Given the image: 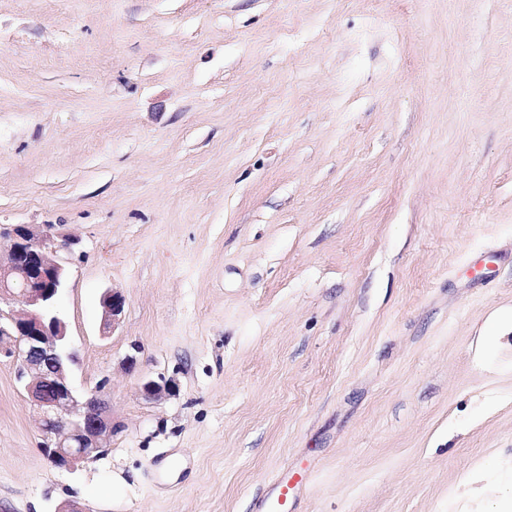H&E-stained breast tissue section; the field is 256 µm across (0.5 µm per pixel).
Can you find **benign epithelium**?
I'll return each instance as SVG.
<instances>
[{
	"mask_svg": "<svg viewBox=\"0 0 512 512\" xmlns=\"http://www.w3.org/2000/svg\"><path fill=\"white\" fill-rule=\"evenodd\" d=\"M11 245L0 254V357L16 361L18 377L39 412L43 449L50 462L76 470L102 456L112 438V416L99 391L80 394L71 381L73 349L57 301L67 278L66 240L50 226L1 224L0 239ZM104 326L119 320L124 298L117 290L102 297ZM55 394H46L47 386ZM144 393L172 394L176 385L148 381Z\"/></svg>",
	"mask_w": 512,
	"mask_h": 512,
	"instance_id": "7a95c632",
	"label": "benign epithelium"
}]
</instances>
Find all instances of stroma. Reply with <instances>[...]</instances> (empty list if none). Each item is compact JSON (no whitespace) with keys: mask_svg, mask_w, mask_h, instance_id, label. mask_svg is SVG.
I'll list each match as a JSON object with an SVG mask.
<instances>
[{"mask_svg":"<svg viewBox=\"0 0 512 512\" xmlns=\"http://www.w3.org/2000/svg\"><path fill=\"white\" fill-rule=\"evenodd\" d=\"M0 224L110 447L68 471L0 362V512H467L512 496V0H0ZM124 310L104 331L101 297ZM174 380L146 398L144 383ZM307 479V474L296 473L295 481H288V470L282 478L274 481L273 492L262 498L256 512H288V505L294 495L295 486Z\"/></svg>","mask_w":512,"mask_h":512,"instance_id":"stroma-1","label":"stroma"}]
</instances>
